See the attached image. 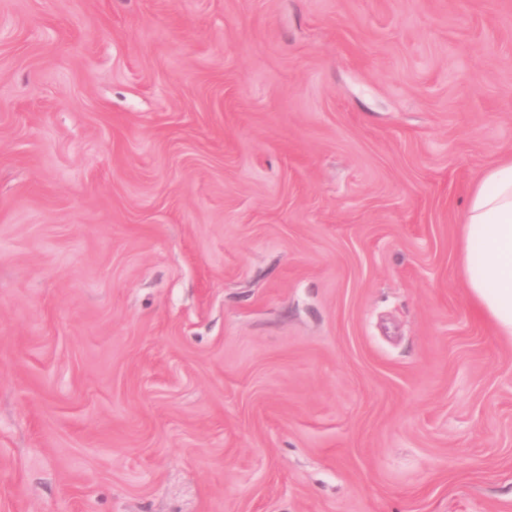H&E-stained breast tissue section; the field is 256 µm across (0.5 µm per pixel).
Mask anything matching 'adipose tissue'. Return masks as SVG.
I'll use <instances>...</instances> for the list:
<instances>
[{
  "mask_svg": "<svg viewBox=\"0 0 512 512\" xmlns=\"http://www.w3.org/2000/svg\"><path fill=\"white\" fill-rule=\"evenodd\" d=\"M460 272L474 310L512 338V160L490 168L470 191Z\"/></svg>",
  "mask_w": 512,
  "mask_h": 512,
  "instance_id": "ef3b65f1",
  "label": "adipose tissue"
}]
</instances>
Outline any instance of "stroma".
Wrapping results in <instances>:
<instances>
[{"label":"stroma","instance_id":"1","mask_svg":"<svg viewBox=\"0 0 512 512\" xmlns=\"http://www.w3.org/2000/svg\"><path fill=\"white\" fill-rule=\"evenodd\" d=\"M510 156L512 0H0V512H512ZM460 272L474 310L512 339V160L490 168L470 191Z\"/></svg>","mask_w":512,"mask_h":512}]
</instances>
